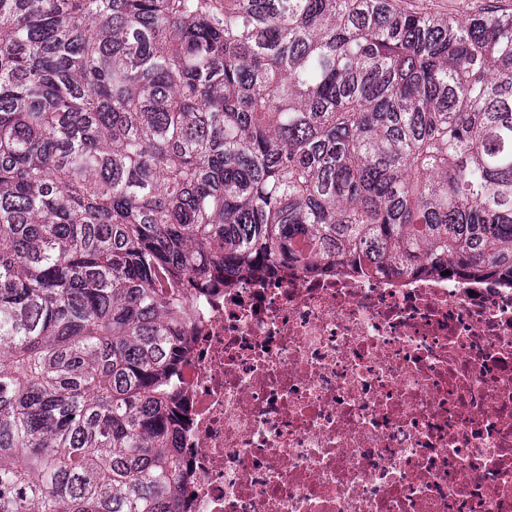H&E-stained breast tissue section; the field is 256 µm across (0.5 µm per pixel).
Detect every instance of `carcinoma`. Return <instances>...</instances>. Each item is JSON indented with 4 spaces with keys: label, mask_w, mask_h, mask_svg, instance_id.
Segmentation results:
<instances>
[{
    "label": "carcinoma",
    "mask_w": 512,
    "mask_h": 512,
    "mask_svg": "<svg viewBox=\"0 0 512 512\" xmlns=\"http://www.w3.org/2000/svg\"><path fill=\"white\" fill-rule=\"evenodd\" d=\"M512 281V12L0 0V512H182L191 289Z\"/></svg>",
    "instance_id": "1"
}]
</instances>
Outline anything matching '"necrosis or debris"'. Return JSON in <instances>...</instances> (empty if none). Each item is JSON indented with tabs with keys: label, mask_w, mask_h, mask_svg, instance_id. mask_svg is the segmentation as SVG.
Returning <instances> with one entry per match:
<instances>
[{
	"label": "necrosis or debris",
	"mask_w": 512,
	"mask_h": 512,
	"mask_svg": "<svg viewBox=\"0 0 512 512\" xmlns=\"http://www.w3.org/2000/svg\"><path fill=\"white\" fill-rule=\"evenodd\" d=\"M188 302L187 512H512V287L288 267Z\"/></svg>",
	"instance_id": "4bbe7bcc"
}]
</instances>
